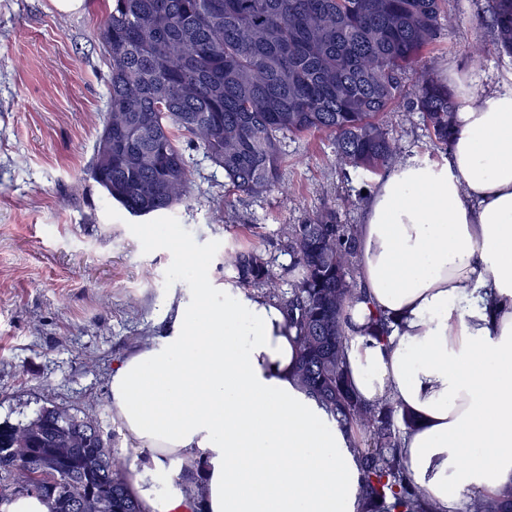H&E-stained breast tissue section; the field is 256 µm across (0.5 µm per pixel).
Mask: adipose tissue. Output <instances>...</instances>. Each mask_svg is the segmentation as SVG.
<instances>
[{
  "mask_svg": "<svg viewBox=\"0 0 512 512\" xmlns=\"http://www.w3.org/2000/svg\"><path fill=\"white\" fill-rule=\"evenodd\" d=\"M442 163L379 179L358 227L363 299L346 303L358 396L412 415L408 473L435 512L512 490V79L463 91ZM171 300L163 334L112 370L130 487L143 512H361V471L299 389L286 314L258 293ZM390 320L387 337L367 329ZM178 464L181 484L159 492Z\"/></svg>",
  "mask_w": 512,
  "mask_h": 512,
  "instance_id": "adipose-tissue-1",
  "label": "adipose tissue"
}]
</instances>
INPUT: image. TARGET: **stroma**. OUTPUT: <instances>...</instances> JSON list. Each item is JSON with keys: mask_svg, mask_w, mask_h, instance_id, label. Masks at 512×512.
<instances>
[{"mask_svg": "<svg viewBox=\"0 0 512 512\" xmlns=\"http://www.w3.org/2000/svg\"><path fill=\"white\" fill-rule=\"evenodd\" d=\"M112 0H0V423L18 424L50 404L112 420V366L156 335L172 297L201 283L221 288L224 252L256 248L275 269L290 257L282 228L321 209L362 223L358 193L375 176L343 172L322 135L288 139L283 179L290 194L238 199L198 151L192 196L162 216L133 217L87 180L104 125L109 67L97 29ZM452 26L428 56L441 81L457 75L481 94L512 73L492 47L486 0H446ZM400 159L435 162L419 115L398 102L386 117ZM205 257L206 278H175L182 247Z\"/></svg>", "mask_w": 512, "mask_h": 512, "instance_id": "1", "label": "stroma"}]
</instances>
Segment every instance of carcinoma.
<instances>
[{"instance_id": "1", "label": "carcinoma", "mask_w": 512, "mask_h": 512, "mask_svg": "<svg viewBox=\"0 0 512 512\" xmlns=\"http://www.w3.org/2000/svg\"><path fill=\"white\" fill-rule=\"evenodd\" d=\"M445 0H112L98 31L110 69L106 110L112 159L87 170L129 215L171 212L192 190L182 140L224 172L240 197L288 193L284 142L324 133L336 162L382 173L399 147L383 116L399 99L419 113L433 145L448 148L461 107L437 79L424 52L451 19ZM494 45L512 54V0H488ZM411 87H405L406 74ZM356 224L326 208L285 228L294 263L289 289L262 251L228 249L224 271L240 285L281 303L298 347L300 388L350 437L362 470L358 495L366 512H434L408 476L402 429L412 418L392 400L370 404L350 390L342 309L364 289L355 270ZM28 436V465L16 468L4 449ZM69 438L72 448L57 455ZM97 455L102 467L84 472ZM127 464L112 454V431L45 406L20 425H0V512L24 495L53 499L52 512H141ZM467 512H512V490L473 496Z\"/></svg>"}]
</instances>
